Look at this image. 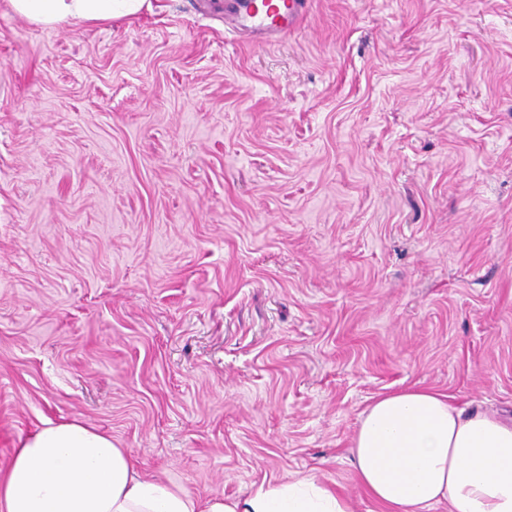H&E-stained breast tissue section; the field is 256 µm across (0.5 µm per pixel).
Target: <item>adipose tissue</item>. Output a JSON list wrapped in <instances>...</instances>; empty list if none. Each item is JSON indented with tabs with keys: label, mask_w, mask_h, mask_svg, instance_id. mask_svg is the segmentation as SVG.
Segmentation results:
<instances>
[{
	"label": "adipose tissue",
	"mask_w": 512,
	"mask_h": 512,
	"mask_svg": "<svg viewBox=\"0 0 512 512\" xmlns=\"http://www.w3.org/2000/svg\"><path fill=\"white\" fill-rule=\"evenodd\" d=\"M145 0H9L14 13L78 31L133 15ZM351 453L360 485L386 512H512V418L411 387L362 412ZM0 512H353L308 478L261 483L244 499L197 497L143 477L110 434L86 421H44L0 474Z\"/></svg>",
	"instance_id": "adipose-tissue-1"
}]
</instances>
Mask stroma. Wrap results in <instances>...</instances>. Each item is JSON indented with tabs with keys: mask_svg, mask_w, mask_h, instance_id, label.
Returning a JSON list of instances; mask_svg holds the SVG:
<instances>
[{
	"mask_svg": "<svg viewBox=\"0 0 512 512\" xmlns=\"http://www.w3.org/2000/svg\"><path fill=\"white\" fill-rule=\"evenodd\" d=\"M226 4L0 0V468L80 418L195 495L384 512L373 397L512 416V0H307L274 37ZM14 13L48 28L74 31L137 13L145 0H9Z\"/></svg>",
	"mask_w": 512,
	"mask_h": 512,
	"instance_id": "obj_1",
	"label": "stroma"
}]
</instances>
